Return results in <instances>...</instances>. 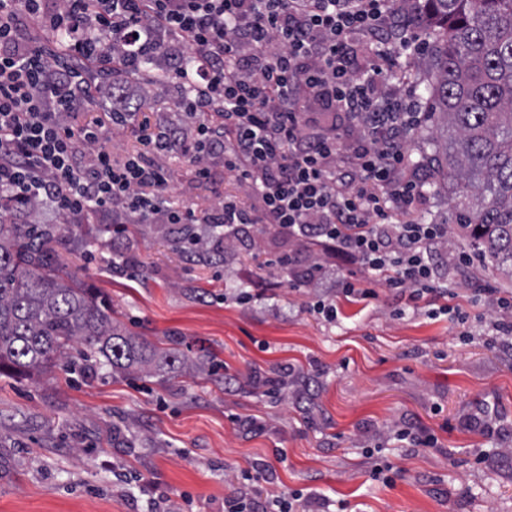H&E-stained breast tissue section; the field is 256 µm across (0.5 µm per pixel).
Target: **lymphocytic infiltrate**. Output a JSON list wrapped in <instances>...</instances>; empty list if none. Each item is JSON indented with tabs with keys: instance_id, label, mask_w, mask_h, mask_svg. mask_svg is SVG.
Wrapping results in <instances>:
<instances>
[{
	"instance_id": "1",
	"label": "lymphocytic infiltrate",
	"mask_w": 512,
	"mask_h": 512,
	"mask_svg": "<svg viewBox=\"0 0 512 512\" xmlns=\"http://www.w3.org/2000/svg\"><path fill=\"white\" fill-rule=\"evenodd\" d=\"M34 22L70 34L65 55L32 37ZM418 29L407 0H0V200L37 201L54 221L108 210L116 224L272 226L296 248L266 267L290 287L326 288L312 308L330 322L337 296L373 300L381 286L434 305L448 295L438 259L448 227L409 218L426 195L406 148L423 108L388 86L395 53L420 54ZM151 35L188 47L173 79L189 89L178 106L192 126L157 124L119 161L100 126L69 117L102 91L89 72L137 66ZM346 119L360 131L344 145ZM173 156L200 180L223 160L257 206L165 204ZM309 245L318 255L301 261Z\"/></svg>"
}]
</instances>
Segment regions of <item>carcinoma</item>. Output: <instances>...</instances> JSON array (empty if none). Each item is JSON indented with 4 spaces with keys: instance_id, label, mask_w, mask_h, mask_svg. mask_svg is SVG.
<instances>
[{
    "instance_id": "cac0c4a2",
    "label": "carcinoma",
    "mask_w": 512,
    "mask_h": 512,
    "mask_svg": "<svg viewBox=\"0 0 512 512\" xmlns=\"http://www.w3.org/2000/svg\"><path fill=\"white\" fill-rule=\"evenodd\" d=\"M431 39L428 120L444 148L423 158L429 187L457 199L456 220L477 256L512 280V0H415ZM0 214V374H39L103 357L114 371L150 376L190 369L176 348L120 328L112 306L55 268L67 225Z\"/></svg>"
}]
</instances>
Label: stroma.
I'll list each match as a JSON object with an SVG mask.
<instances>
[{
  "mask_svg": "<svg viewBox=\"0 0 512 512\" xmlns=\"http://www.w3.org/2000/svg\"><path fill=\"white\" fill-rule=\"evenodd\" d=\"M130 92L178 119L168 87L146 72ZM74 121L102 125L115 159L140 151L134 128L100 107ZM170 198L205 211L224 198L250 208L249 186L215 162L209 180L167 162ZM92 212L57 248L60 272L112 305L122 327L175 345L187 374L144 377L101 368L0 376V512H224V500L298 491L296 512H512V339L491 336L490 299L512 294L490 262L448 267L468 337L447 316L397 311L385 287L369 304L341 301L329 323L315 291L242 261L292 249L268 231L241 234L224 262L175 251L163 224L111 232ZM257 300L237 303L239 278ZM245 418L253 427L242 426ZM432 431V448L394 439ZM392 465L393 485L369 477Z\"/></svg>",
  "mask_w": 512,
  "mask_h": 512,
  "instance_id": "35a3bbf8",
  "label": "stroma"
}]
</instances>
